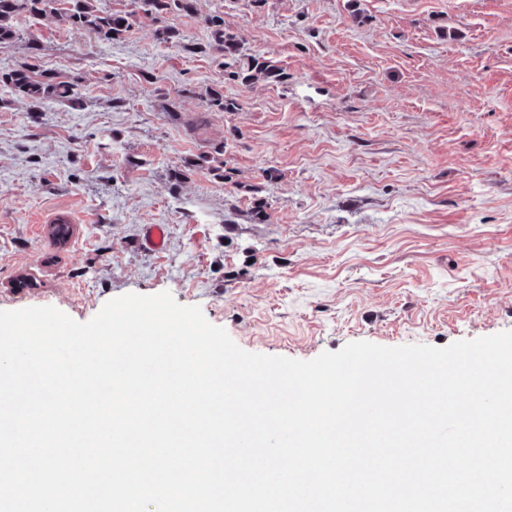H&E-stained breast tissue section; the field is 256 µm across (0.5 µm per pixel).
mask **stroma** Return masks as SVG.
<instances>
[{"label":"stroma","mask_w":512,"mask_h":512,"mask_svg":"<svg viewBox=\"0 0 512 512\" xmlns=\"http://www.w3.org/2000/svg\"><path fill=\"white\" fill-rule=\"evenodd\" d=\"M207 14L287 83L225 82L145 18L102 43L40 16L0 45V71L38 54L84 100L36 112L0 87V310L86 322L167 291L242 349L303 361L512 331V0H199L173 23L202 42ZM193 86L238 110L204 112ZM218 144L230 181L200 168L170 186ZM148 224L168 226L164 251Z\"/></svg>","instance_id":"35a3bbf8"}]
</instances>
